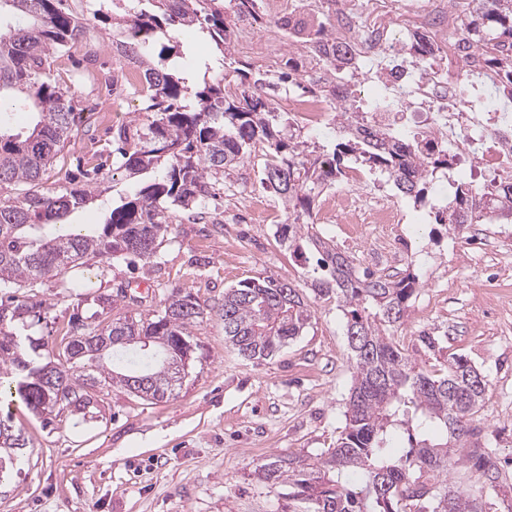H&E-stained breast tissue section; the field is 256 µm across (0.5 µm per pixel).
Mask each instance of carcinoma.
Masks as SVG:
<instances>
[{
    "mask_svg": "<svg viewBox=\"0 0 512 512\" xmlns=\"http://www.w3.org/2000/svg\"><path fill=\"white\" fill-rule=\"evenodd\" d=\"M152 2V12L113 17L123 39L112 43V52L139 73L143 111L154 119L144 130L114 129L107 157L120 156L132 177L153 169L160 174L112 207L101 231L84 233L57 224L91 202L97 185L89 177L74 187L67 173L50 180L53 162L79 134L71 87L54 76L53 63L87 41L90 20L74 15L66 0H0V481L27 447L8 407L19 402L48 425L65 411L86 413L100 386L119 384L151 402L168 398L184 382L172 367L190 363L196 349L190 328L206 314L192 293L174 289L160 309L145 316L105 322L75 314L60 345L51 348L42 338L16 331L32 316L42 320L51 308L35 288L92 258L153 257L173 220L160 202L191 208L201 218L211 197L210 179L262 151L261 187L292 218L282 236L290 243L308 238L319 254L312 291L320 299L336 297L346 319L352 384L336 447L313 460L273 455L256 467L259 478L271 488H288L291 512H486L481 494L453 481L467 463L485 486L500 492L502 512H512V472L475 441L487 403L485 376L462 355L451 354L438 365L420 363L391 334L405 323L417 278L377 276L329 241L303 234L314 224L315 200L344 176L349 161L387 174L402 197L418 204L448 177V145L432 131L421 146L397 125L371 121L373 110H399V97L379 95L359 111L352 84L358 62L336 42L335 26L320 21L303 47L322 75H297L294 83L338 102L336 121L343 132L323 161L294 134L288 113L272 106L277 83L257 79L251 89L230 92L222 79L188 75L190 62L174 35L198 24L228 56L231 27L224 0ZM229 5L238 22L289 29V21L265 17L259 0ZM461 31L491 46L487 65L500 77L490 86L471 81L470 96L495 98L505 84L512 99V0H472ZM436 50L423 36L401 47L413 63ZM13 112L32 115L26 131L7 128ZM7 188L15 193L4 194ZM489 214L512 219V172L480 188L458 176L438 220L460 228ZM22 285L29 294H16ZM219 314L225 338L248 360L272 356L312 317L300 289L272 276L225 290ZM124 336H145L149 348L123 343ZM397 437L409 444L400 455L393 448Z\"/></svg>",
    "mask_w": 512,
    "mask_h": 512,
    "instance_id": "carcinoma-1",
    "label": "carcinoma"
}]
</instances>
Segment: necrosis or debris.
<instances>
[{
  "label": "necrosis or debris",
  "mask_w": 512,
  "mask_h": 512,
  "mask_svg": "<svg viewBox=\"0 0 512 512\" xmlns=\"http://www.w3.org/2000/svg\"><path fill=\"white\" fill-rule=\"evenodd\" d=\"M363 7L368 10L365 27L338 28L337 42L346 45L359 60L385 57L390 69L384 85H411L416 106L432 116L448 143L449 153L470 155L487 170L512 166V129L490 132L478 146L467 136L474 127L487 128L495 113L489 102L481 110H474L461 94L465 72L481 63L484 47L464 42L459 34L442 37L440 30L446 27V20L429 21L425 8L412 0H343L348 15H356ZM417 33L426 35L439 47L436 56L419 67L424 71L420 78L414 75L417 67L400 54L404 38ZM324 210L336 215L340 223L368 224L376 230L387 229L395 222L394 205H381L368 197L355 201L345 194L330 193L324 199Z\"/></svg>",
  "instance_id": "4bbe7bcc"
}]
</instances>
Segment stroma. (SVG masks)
<instances>
[{"label": "stroma", "mask_w": 512, "mask_h": 512, "mask_svg": "<svg viewBox=\"0 0 512 512\" xmlns=\"http://www.w3.org/2000/svg\"><path fill=\"white\" fill-rule=\"evenodd\" d=\"M321 5L289 8L296 29L288 36L273 28L239 23L231 52L250 74L277 77L289 59L308 65L299 30L321 18ZM118 27L99 40L94 61L77 48L67 60L79 79L75 105H97L74 146L58 156L55 169L94 166L112 130L125 123L147 125L141 100L124 86L101 87L103 72L123 66L112 52ZM103 197L68 217L72 224H103L111 203L135 187L124 170H102ZM361 192L394 202L404 237L398 261L382 262L369 237L352 239L342 225L324 219L319 236L377 273L418 276L420 286L408 302V318L396 332L409 353L422 362L457 353L489 380L488 418L480 443L500 459L512 458V307L486 297L493 289L512 300V254L501 252L502 227L470 224L463 232L436 223L435 206L445 205L447 185H439L435 206L399 198L393 185L373 173ZM217 197L206 221H176L155 257L130 265L121 260L89 261L68 270L80 296L62 294L57 280L43 281L38 295L51 310L30 327L32 335L59 344L70 316H90L88 296L117 299L119 312L147 314L158 309L171 289L220 305L225 289L240 281L274 276L303 288L310 282L315 250L294 258L279 236L286 211L257 181V167L227 171L216 183ZM142 282L141 302L120 298L121 287ZM428 332L435 349L417 336ZM198 349L189 375L176 396L160 402L134 397L114 385L102 390L89 418L61 415L53 428L25 407L14 412L29 446L18 472L0 483V512H288L284 488L273 489L254 472L256 463L275 454L317 457L335 447L346 425L345 402L351 385L345 318L335 299L318 300L301 336L266 360L241 358L224 338V323L211 311L192 329Z\"/></svg>", "instance_id": "obj_1"}]
</instances>
